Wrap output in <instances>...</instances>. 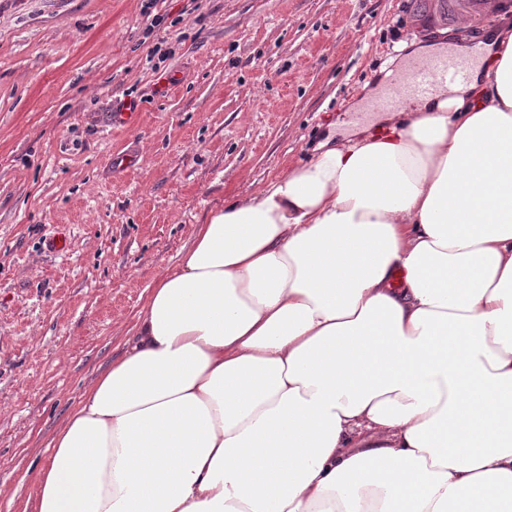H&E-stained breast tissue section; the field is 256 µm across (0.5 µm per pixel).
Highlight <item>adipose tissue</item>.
Returning <instances> with one entry per match:
<instances>
[{"mask_svg":"<svg viewBox=\"0 0 512 512\" xmlns=\"http://www.w3.org/2000/svg\"><path fill=\"white\" fill-rule=\"evenodd\" d=\"M228 200L53 440L33 512H512V32Z\"/></svg>","mask_w":512,"mask_h":512,"instance_id":"1","label":"adipose tissue"}]
</instances>
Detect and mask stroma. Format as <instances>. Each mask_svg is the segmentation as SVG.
<instances>
[{
    "instance_id": "35a3bbf8",
    "label": "stroma",
    "mask_w": 512,
    "mask_h": 512,
    "mask_svg": "<svg viewBox=\"0 0 512 512\" xmlns=\"http://www.w3.org/2000/svg\"><path fill=\"white\" fill-rule=\"evenodd\" d=\"M144 2L0 0V512L209 211L307 162L327 113L374 120L362 86L418 35L410 0H162L155 27Z\"/></svg>"
}]
</instances>
